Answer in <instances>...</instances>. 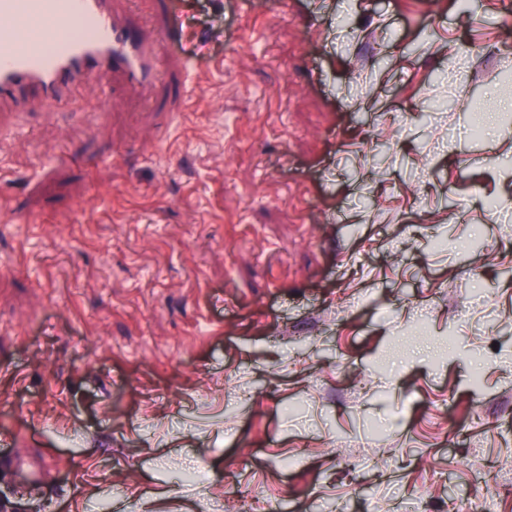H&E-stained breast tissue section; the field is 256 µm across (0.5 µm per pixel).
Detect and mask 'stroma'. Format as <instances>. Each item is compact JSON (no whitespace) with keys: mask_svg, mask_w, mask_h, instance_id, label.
Listing matches in <instances>:
<instances>
[{"mask_svg":"<svg viewBox=\"0 0 512 512\" xmlns=\"http://www.w3.org/2000/svg\"><path fill=\"white\" fill-rule=\"evenodd\" d=\"M124 7L154 89L0 112V501L512 512V0Z\"/></svg>","mask_w":512,"mask_h":512,"instance_id":"1","label":"stroma"}]
</instances>
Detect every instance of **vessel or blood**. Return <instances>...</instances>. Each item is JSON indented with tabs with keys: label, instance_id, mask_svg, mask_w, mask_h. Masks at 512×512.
<instances>
[{
	"label": "vessel or blood",
	"instance_id": "obj_1",
	"mask_svg": "<svg viewBox=\"0 0 512 512\" xmlns=\"http://www.w3.org/2000/svg\"><path fill=\"white\" fill-rule=\"evenodd\" d=\"M155 33L132 24L113 0H0V104L54 110L82 82L119 74L154 87Z\"/></svg>",
	"mask_w": 512,
	"mask_h": 512
}]
</instances>
